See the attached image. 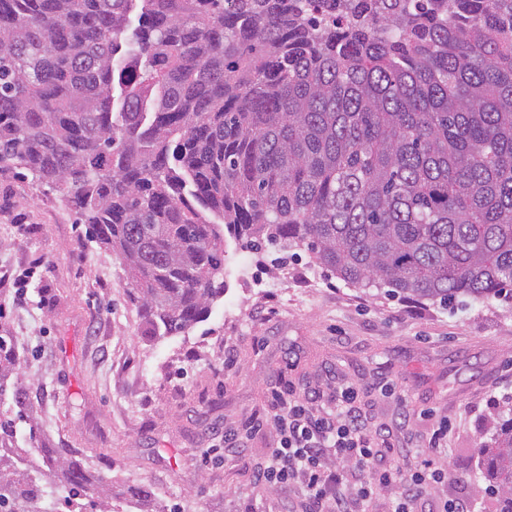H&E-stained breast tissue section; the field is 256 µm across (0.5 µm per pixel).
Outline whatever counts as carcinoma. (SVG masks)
<instances>
[{"instance_id": "obj_1", "label": "carcinoma", "mask_w": 512, "mask_h": 512, "mask_svg": "<svg viewBox=\"0 0 512 512\" xmlns=\"http://www.w3.org/2000/svg\"><path fill=\"white\" fill-rule=\"evenodd\" d=\"M1 169L118 256L149 341L207 320L226 233L390 297L512 302V0H0ZM22 377L0 326V512H126L22 431ZM481 455L512 512V417Z\"/></svg>"}]
</instances>
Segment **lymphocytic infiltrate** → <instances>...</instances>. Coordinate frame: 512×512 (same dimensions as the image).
Listing matches in <instances>:
<instances>
[{"label": "lymphocytic infiltrate", "mask_w": 512, "mask_h": 512, "mask_svg": "<svg viewBox=\"0 0 512 512\" xmlns=\"http://www.w3.org/2000/svg\"><path fill=\"white\" fill-rule=\"evenodd\" d=\"M357 395L355 387L343 385L328 405L274 396L266 421L279 431L280 446L256 472V482L280 490L301 487L306 512H366L375 489L392 484V512H414L416 500L444 484L448 472L432 459L401 478L378 471L376 457L389 442L367 424Z\"/></svg>", "instance_id": "1"}]
</instances>
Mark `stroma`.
<instances>
[{
  "instance_id": "1",
  "label": "stroma",
  "mask_w": 512,
  "mask_h": 512,
  "mask_svg": "<svg viewBox=\"0 0 512 512\" xmlns=\"http://www.w3.org/2000/svg\"><path fill=\"white\" fill-rule=\"evenodd\" d=\"M224 296L188 334L139 338L120 260L37 182L0 171V274L35 268L28 301L0 281V322L16 336L25 386L44 438L89 448L114 488L148 484L171 512H302L299 489L255 482L280 435L265 425L272 392L357 388L369 423L403 455L380 465L409 474L413 453L447 422L439 458L451 476L417 503L446 497L496 512L484 493L481 443L512 401V306L496 299L446 308L346 284L305 250L283 263L234 240ZM242 437L228 448L227 429Z\"/></svg>"
}]
</instances>
